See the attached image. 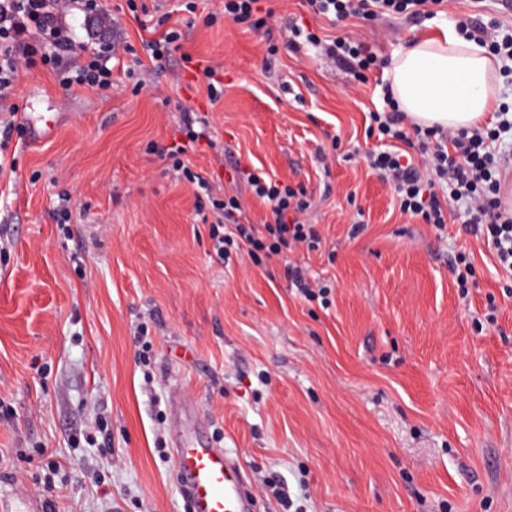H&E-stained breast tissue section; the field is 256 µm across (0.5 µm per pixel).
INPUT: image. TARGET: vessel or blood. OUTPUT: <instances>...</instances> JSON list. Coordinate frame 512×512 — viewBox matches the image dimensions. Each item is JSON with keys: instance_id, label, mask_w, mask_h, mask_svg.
I'll list each match as a JSON object with an SVG mask.
<instances>
[{"instance_id": "1", "label": "vessel or blood", "mask_w": 512, "mask_h": 512, "mask_svg": "<svg viewBox=\"0 0 512 512\" xmlns=\"http://www.w3.org/2000/svg\"><path fill=\"white\" fill-rule=\"evenodd\" d=\"M173 446L175 468L192 512H254L255 496L228 453L192 440L181 424L175 428Z\"/></svg>"}]
</instances>
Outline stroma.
Wrapping results in <instances>:
<instances>
[{
  "mask_svg": "<svg viewBox=\"0 0 512 512\" xmlns=\"http://www.w3.org/2000/svg\"><path fill=\"white\" fill-rule=\"evenodd\" d=\"M181 2L156 0L183 33L164 70L143 49L154 35L144 17L102 0L122 22L108 34L111 87L70 93L41 65L11 97L0 489L23 487L44 512H189L173 463L180 401L246 473L260 512H512L506 275L459 217L439 231L401 214L369 168L389 146L368 129L388 107V69L357 77L289 38L303 23L388 61L464 16L512 25V7L443 0L432 18L335 22L302 0H258L250 25L225 18L224 0H193L191 13ZM30 112L54 128L26 123ZM200 117L192 170L236 192L253 224L264 209L235 171L303 189L319 250L262 268L215 258L192 186L154 152L186 142ZM460 252L474 268L465 297L452 273ZM290 263L331 285L329 306L295 297ZM99 417L110 434L100 444Z\"/></svg>",
  "mask_w": 512,
  "mask_h": 512,
  "instance_id": "stroma-1",
  "label": "stroma"
}]
</instances>
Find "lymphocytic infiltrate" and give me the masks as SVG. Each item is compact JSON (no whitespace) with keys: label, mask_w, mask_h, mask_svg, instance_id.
I'll return each mask as SVG.
<instances>
[{"label":"lymphocytic infiltrate","mask_w":512,"mask_h":512,"mask_svg":"<svg viewBox=\"0 0 512 512\" xmlns=\"http://www.w3.org/2000/svg\"><path fill=\"white\" fill-rule=\"evenodd\" d=\"M73 0H0V102L13 93L20 69L34 67L36 52L61 63L76 60L74 71L62 76L65 88L107 89L112 84L110 43H99L96 51H81L73 39L66 16ZM441 0H306L317 17L385 19L403 15L410 19L431 16ZM292 36L304 37L310 45L323 48L326 55L352 72L377 65L378 57L369 44L347 38L323 39L315 29L293 28ZM379 134L398 142V149L369 158L371 169L393 186L402 213L420 218L436 230H444L455 203L464 202V222L468 233L483 237L491 244L497 263L512 273V210L500 200L501 182L490 144L499 130L482 124L461 130L457 135L438 128L406 129V116L398 109L370 115ZM459 156H452V149ZM428 157L435 172L426 178L412 163L411 151ZM254 195L264 204L268 216L263 225L244 224L238 219L241 205L236 195L214 197L213 187L203 176L188 174L197 191L211 196L218 218L211 226L213 250L219 261L232 253L254 266L273 259H287L298 247L318 250L322 238L305 218L310 203L303 191L292 188L266 173L251 169L244 172ZM448 183L447 198H439L434 179Z\"/></svg>","instance_id":"f902f5d3"}]
</instances>
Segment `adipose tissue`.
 I'll return each instance as SVG.
<instances>
[{
  "label": "adipose tissue",
  "mask_w": 512,
  "mask_h": 512,
  "mask_svg": "<svg viewBox=\"0 0 512 512\" xmlns=\"http://www.w3.org/2000/svg\"><path fill=\"white\" fill-rule=\"evenodd\" d=\"M495 66L482 47L445 27L395 54L392 95L415 124L465 129L481 121L498 97Z\"/></svg>",
  "instance_id": "adipose-tissue-1"
}]
</instances>
